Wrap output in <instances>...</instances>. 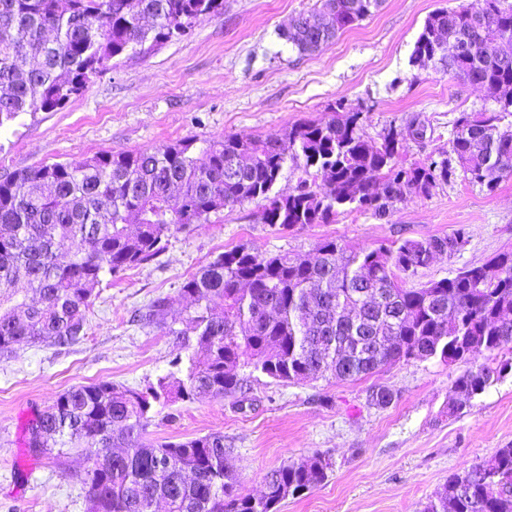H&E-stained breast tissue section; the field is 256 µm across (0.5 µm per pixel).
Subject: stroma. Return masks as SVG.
<instances>
[{"instance_id": "1", "label": "stroma", "mask_w": 512, "mask_h": 512, "mask_svg": "<svg viewBox=\"0 0 512 512\" xmlns=\"http://www.w3.org/2000/svg\"><path fill=\"white\" fill-rule=\"evenodd\" d=\"M463 0H384L380 9L319 51L298 55L277 31L316 0H224L219 15L201 17L189 35L144 58L119 57L84 92L55 112H41L0 134V177L55 162L76 163L104 150L150 151L195 137L260 138L303 120H326L337 104L361 111L362 134L380 141L386 129L418 119L423 139L408 141L401 159L422 162L451 148L464 112L486 105L482 89L409 57L427 17ZM257 203L211 215L175 233L152 262L104 278L84 340L71 347L24 342L0 354V512H86L77 473L80 449L55 458L34 453L27 428L71 387L109 381L145 387L170 370L173 343L164 329L132 323L151 300L169 301L181 318L185 279L238 245L264 255H313L326 238L354 250L464 229L460 251L434 258L408 285L452 277L512 250V177L496 189L462 175L428 196H405L378 219L359 211L332 224L276 233ZM460 369L432 358L378 369L356 380L325 376L276 384L248 377L244 392L179 404L157 414L148 440L224 436V463L243 495L260 494L266 475L284 461L322 454L331 469L310 492L283 500L279 512H422L449 473L461 472L512 445V373L477 395L464 414L447 412L448 387ZM395 398L371 405L372 390Z\"/></svg>"}]
</instances>
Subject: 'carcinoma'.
<instances>
[{
	"mask_svg": "<svg viewBox=\"0 0 512 512\" xmlns=\"http://www.w3.org/2000/svg\"><path fill=\"white\" fill-rule=\"evenodd\" d=\"M381 0H317L325 20L313 39L300 15L278 32L299 55H310L370 16ZM224 11V0H0V130L25 116L55 112L110 69L112 59L146 54L186 36L195 21ZM468 41L456 55L440 52ZM512 5L470 0L425 21L410 63L435 61L460 81L485 90L499 108L464 112L452 129V154L408 166L406 141L390 127L381 142L361 133L363 112L305 120L264 138L187 137L152 151L98 152L78 163L44 164L0 179V352L24 341L58 347L87 334V313L105 275L147 264L162 242L226 208L260 202L261 222L281 232L331 224L346 211L390 213L406 194L426 196L461 170L468 182L494 187L512 175ZM236 159L241 176L229 179ZM302 163L295 192H273L287 162ZM316 168L326 182L308 176ZM465 232L405 239L351 251L334 239L312 260L263 256L237 246L219 254L180 288L192 309L175 328L157 297L134 319L173 337L172 371L144 389L108 381L73 386L37 417L29 447L44 455L80 448L89 466L80 477L89 512H278L282 490L301 496L323 483L331 464L317 454L272 470L259 497L242 496L224 465V435L149 442L157 408L200 397L244 392L239 369L278 383L329 373L355 380L410 359L437 358L463 370L448 390V416L506 371L484 353L512 344V252L488 260L501 278L473 266L452 278L407 288L448 240ZM191 471L195 477L187 479ZM424 512H512V446L499 448L464 474L451 473Z\"/></svg>",
	"mask_w": 512,
	"mask_h": 512,
	"instance_id": "obj_1",
	"label": "carcinoma"
}]
</instances>
